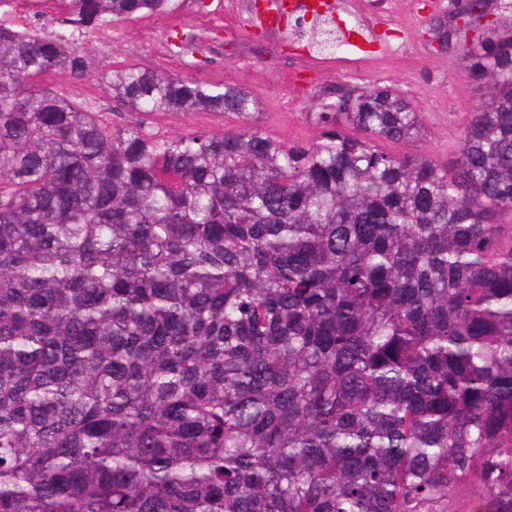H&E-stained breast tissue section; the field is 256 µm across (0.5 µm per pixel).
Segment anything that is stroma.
<instances>
[{"label":"stroma","instance_id":"35a3bbf8","mask_svg":"<svg viewBox=\"0 0 512 512\" xmlns=\"http://www.w3.org/2000/svg\"><path fill=\"white\" fill-rule=\"evenodd\" d=\"M182 8L184 22L208 39L213 63L204 69L187 68L162 47L166 31L161 16L153 15L121 25L119 33L87 35L88 51L98 54L103 69L139 63L174 75L221 80L248 89L258 99L259 120L269 137L281 142H305L319 131L306 116V96L320 93L339 81L384 83L406 92L421 106L428 136L420 142L441 161L452 158L470 105L482 98L484 89L464 81L447 60L432 55L419 31L418 0H391L394 24L388 46L363 44L350 60L306 83L294 76L299 61L290 53L287 38L266 42L253 28L243 26L231 5L218 0H173Z\"/></svg>","mask_w":512,"mask_h":512}]
</instances>
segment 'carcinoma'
Returning <instances> with one entry per match:
<instances>
[{"mask_svg": "<svg viewBox=\"0 0 512 512\" xmlns=\"http://www.w3.org/2000/svg\"><path fill=\"white\" fill-rule=\"evenodd\" d=\"M171 2L0 25V512H447L464 482L512 512V0L426 20L486 90L448 165L381 150L427 133L389 85L336 83L290 144L243 87L94 71L86 33ZM42 83L57 89L65 90L78 100H100L107 98L106 90L103 85L96 80H87L84 82H74L68 73L54 70L45 74ZM150 122L167 134H181L199 125H209L215 129H222L224 125L236 124L237 118L232 115L216 117L210 114H197L188 117L179 114H155L150 116Z\"/></svg>", "mask_w": 512, "mask_h": 512, "instance_id": "1", "label": "carcinoma"}]
</instances>
